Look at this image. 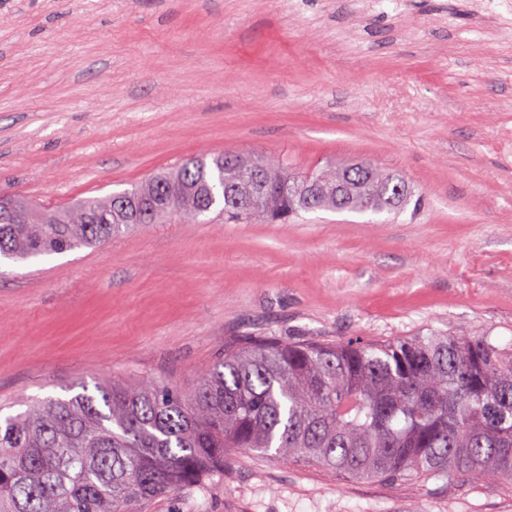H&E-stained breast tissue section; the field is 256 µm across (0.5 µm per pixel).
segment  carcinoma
Masks as SVG:
<instances>
[{"label":"carcinoma","instance_id":"1","mask_svg":"<svg viewBox=\"0 0 512 512\" xmlns=\"http://www.w3.org/2000/svg\"><path fill=\"white\" fill-rule=\"evenodd\" d=\"M161 211L79 199L47 224L0 208V258L23 261L211 213L235 224H286L303 212L398 215L405 176L370 159L288 177L281 155L189 157L119 195ZM32 400L0 419V512H151L204 489L232 449L302 461L367 481L458 480L512 486V347L465 324L426 336L343 343L249 337L200 370L189 391L148 379Z\"/></svg>","mask_w":512,"mask_h":512}]
</instances>
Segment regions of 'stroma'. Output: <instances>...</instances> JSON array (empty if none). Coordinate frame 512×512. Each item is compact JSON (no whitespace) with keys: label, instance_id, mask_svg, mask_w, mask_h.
Returning a JSON list of instances; mask_svg holds the SVG:
<instances>
[{"label":"stroma","instance_id":"stroma-1","mask_svg":"<svg viewBox=\"0 0 512 512\" xmlns=\"http://www.w3.org/2000/svg\"><path fill=\"white\" fill-rule=\"evenodd\" d=\"M371 157L400 215L139 228L0 261V414L80 385L192 388L225 346L424 336L512 343V0H0V196L46 208L181 159ZM154 512H512V490L350 481L230 451Z\"/></svg>","mask_w":512,"mask_h":512}]
</instances>
